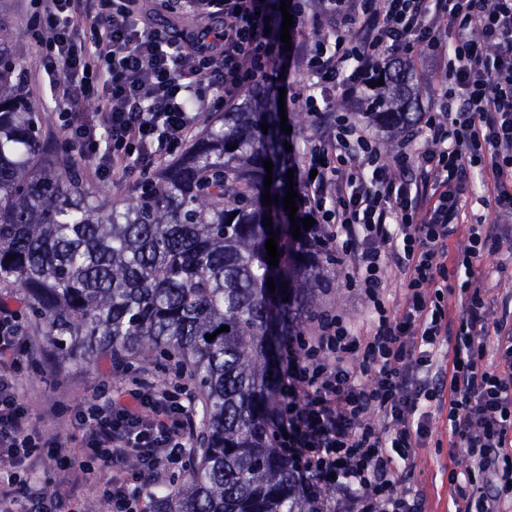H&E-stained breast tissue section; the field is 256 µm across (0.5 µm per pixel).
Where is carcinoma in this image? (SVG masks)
<instances>
[{
  "label": "carcinoma",
  "mask_w": 512,
  "mask_h": 512,
  "mask_svg": "<svg viewBox=\"0 0 512 512\" xmlns=\"http://www.w3.org/2000/svg\"><path fill=\"white\" fill-rule=\"evenodd\" d=\"M11 42L0 16V284L23 287L28 322L45 329L62 361L130 353L151 364L163 350L199 374V461L155 512H315L270 430L280 387L267 337L293 335L314 311L332 256L322 229H303L302 211L293 223L283 203L262 201L267 191L285 198L295 162L276 96L253 87L221 126H206L145 177L130 204L109 206L80 171L45 157L44 103L29 93ZM380 73L369 117L391 130L415 123L409 64ZM269 229L277 266L268 264ZM223 325L230 331L206 340Z\"/></svg>",
  "instance_id": "1"
}]
</instances>
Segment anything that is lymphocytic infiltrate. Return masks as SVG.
Listing matches in <instances>:
<instances>
[{"label": "lymphocytic infiltrate", "instance_id": "f902f5d3", "mask_svg": "<svg viewBox=\"0 0 512 512\" xmlns=\"http://www.w3.org/2000/svg\"><path fill=\"white\" fill-rule=\"evenodd\" d=\"M273 0H213L214 25L179 41L148 26L135 0H48L30 17L43 69L60 104V128L92 179H125L167 162L211 113L283 66ZM326 31L298 63L305 100L315 107L367 86L389 57L423 52L443 63L448 88L430 91L423 124L383 161L369 129L330 116L304 156L303 200L340 253L350 283L372 313L364 334L334 310L297 337L280 382L272 429L307 492L332 488L316 512H418L401 463L422 447L425 403L448 405L452 438L466 448L464 473L449 482L473 512H501L512 471L499 460L512 447V325L489 322L474 264L499 248L484 225H464L468 172L478 168L486 197L512 213V0H320ZM102 93L100 112L75 103ZM468 245L449 256L448 242ZM395 267L403 287L387 308ZM462 274L457 319L441 294ZM18 309L0 301V512H59L32 477L41 449L66 471L71 512L86 493L109 512H145L164 477L185 455L197 413L185 383L162 388L138 372L103 383L72 416L83 460L71 443L34 426L21 379L40 353ZM456 333H449V325ZM495 331V368L485 363ZM141 462L130 470V458Z\"/></svg>", "mask_w": 512, "mask_h": 512}]
</instances>
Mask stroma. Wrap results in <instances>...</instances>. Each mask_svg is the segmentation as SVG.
<instances>
[{
	"instance_id": "obj_1",
	"label": "stroma",
	"mask_w": 512,
	"mask_h": 512,
	"mask_svg": "<svg viewBox=\"0 0 512 512\" xmlns=\"http://www.w3.org/2000/svg\"><path fill=\"white\" fill-rule=\"evenodd\" d=\"M13 29L12 49L27 74L39 73V55L36 52L34 33L26 20L33 11L30 0H0ZM305 73L293 59H286L280 85L285 89L286 112L303 113L304 118L293 124L291 141L298 151H305L312 139L320 135V121L306 115V106L300 97ZM482 193L480 177L472 179V193L467 197L465 221L487 224L500 242L498 252L475 265L474 273L481 280L494 304L490 321L507 319L512 323V217L499 214L495 206H482L476 198ZM330 287L319 293L318 309L345 312L354 331H361L369 322V312L364 301L350 288L346 270L341 264L330 265ZM119 374L112 368V359L103 356L91 363L69 362L54 364L45 370L30 367L22 384V395L32 407L36 425L53 423L57 432L66 439L74 438L71 417L76 409L91 401L102 381L117 380ZM429 433L423 448L417 449L408 467L410 484L421 498L422 512H463L465 504L451 493L448 474L463 470L468 459L463 449L454 447L448 431L446 410L431 406Z\"/></svg>"
}]
</instances>
